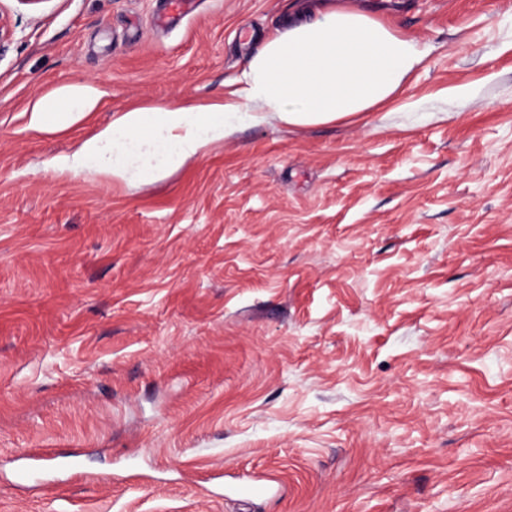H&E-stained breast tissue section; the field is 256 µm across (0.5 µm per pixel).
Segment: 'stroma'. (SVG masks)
I'll list each match as a JSON object with an SVG mask.
<instances>
[{
  "label": "stroma",
  "mask_w": 512,
  "mask_h": 512,
  "mask_svg": "<svg viewBox=\"0 0 512 512\" xmlns=\"http://www.w3.org/2000/svg\"><path fill=\"white\" fill-rule=\"evenodd\" d=\"M348 2L424 51L388 103H253L115 183L49 163L238 102L294 0H0V512H512V0ZM81 83L90 115L29 128ZM241 105L134 108L84 141L71 155L52 160L59 174L93 173L114 182L132 178L158 180L185 160L224 140Z\"/></svg>",
  "instance_id": "35a3bbf8"
}]
</instances>
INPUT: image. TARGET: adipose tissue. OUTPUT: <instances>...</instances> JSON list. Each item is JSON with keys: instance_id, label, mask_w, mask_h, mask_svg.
<instances>
[{"instance_id": "1", "label": "adipose tissue", "mask_w": 512, "mask_h": 512, "mask_svg": "<svg viewBox=\"0 0 512 512\" xmlns=\"http://www.w3.org/2000/svg\"><path fill=\"white\" fill-rule=\"evenodd\" d=\"M422 58L413 38L356 8L300 0L287 29L250 59L244 97L287 125L333 122L387 101ZM95 93L92 86L73 85L41 98L30 123L44 132L65 130L93 109ZM242 111L221 102L130 109L73 154L54 158L52 167L115 182L157 180L223 141Z\"/></svg>"}]
</instances>
